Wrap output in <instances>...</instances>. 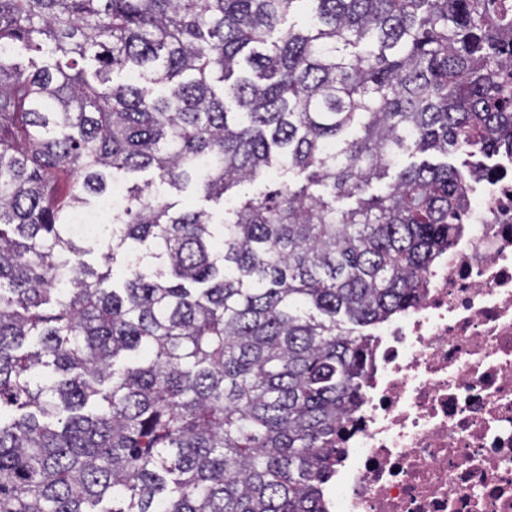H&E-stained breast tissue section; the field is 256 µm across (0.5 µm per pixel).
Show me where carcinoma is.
I'll use <instances>...</instances> for the list:
<instances>
[{
  "label": "carcinoma",
  "instance_id": "obj_1",
  "mask_svg": "<svg viewBox=\"0 0 512 512\" xmlns=\"http://www.w3.org/2000/svg\"><path fill=\"white\" fill-rule=\"evenodd\" d=\"M509 41L512 0H0V512H326L446 157L512 150Z\"/></svg>",
  "mask_w": 512,
  "mask_h": 512
}]
</instances>
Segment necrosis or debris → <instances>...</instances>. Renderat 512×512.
<instances>
[{"instance_id": "necrosis-or-debris-1", "label": "necrosis or debris", "mask_w": 512, "mask_h": 512, "mask_svg": "<svg viewBox=\"0 0 512 512\" xmlns=\"http://www.w3.org/2000/svg\"><path fill=\"white\" fill-rule=\"evenodd\" d=\"M463 191L417 302L372 334L327 512H512V154Z\"/></svg>"}]
</instances>
